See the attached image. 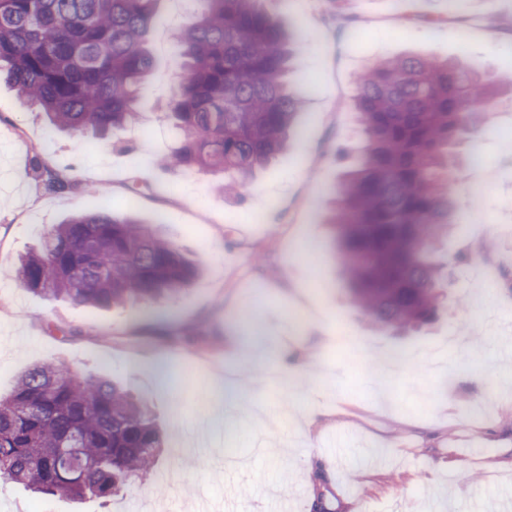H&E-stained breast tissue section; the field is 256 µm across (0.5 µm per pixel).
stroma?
<instances>
[{"mask_svg":"<svg viewBox=\"0 0 512 512\" xmlns=\"http://www.w3.org/2000/svg\"><path fill=\"white\" fill-rule=\"evenodd\" d=\"M259 6L306 40L293 79L310 88L289 149L258 169L238 193L218 191L211 176L172 172L156 164L173 144L165 114L181 78L173 33L182 18L159 0L164 25L148 44L152 75L140 86L135 127L120 139L79 144L48 136L38 108L0 82V200L24 201L0 214V394L35 364L120 381L146 402L165 432L149 478L108 499L74 503L0 486V512H197L195 497L219 504L255 501L276 512L288 498L294 512H512V288H486L480 266L512 257L499 232L512 209V92L503 91L480 137L482 167L459 146L454 222L436 241L434 257L452 274L436 320L408 336L375 330L355 309L343 284L330 222L345 172L365 142L354 108L355 79L372 64L433 54L476 64L489 78H512V0H259ZM83 190L46 189L35 156ZM488 195L474 205L472 181ZM109 203L134 208L145 223L162 220L170 240L203 272L182 294L122 308H90L46 299L20 285L15 268L50 225ZM265 215L261 224L249 214ZM260 297L246 303L244 292ZM305 309V327L289 337L283 316ZM363 343L359 370L332 352V327ZM269 338V361L295 380V393L264 386L250 372L248 349ZM407 354L403 375L374 382L387 352ZM496 401L482 405L484 395ZM277 419L272 450L260 453L251 402ZM212 419L218 440L197 447L190 424ZM237 435L233 449L223 437Z\"/></svg>","mask_w":512,"mask_h":512,"instance_id":"obj_1","label":"stroma"}]
</instances>
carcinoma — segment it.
<instances>
[{
    "mask_svg": "<svg viewBox=\"0 0 512 512\" xmlns=\"http://www.w3.org/2000/svg\"><path fill=\"white\" fill-rule=\"evenodd\" d=\"M257 0H197L177 34L182 78L170 101L176 145L159 163L241 187L298 134L310 88L290 78L299 36ZM157 0H0V76L51 130L115 136L139 115L152 73ZM491 83L474 65L396 58L361 74L365 144L337 197L334 239L354 305L383 333L434 320L441 267L429 239L454 212L453 146L478 143ZM48 186L77 183L44 167ZM199 268L158 226L111 207L51 226L20 260L33 293L91 308L187 290ZM162 445L147 405L102 376L43 362L0 396V482L73 501L106 500L144 480Z\"/></svg>",
    "mask_w": 512,
    "mask_h": 512,
    "instance_id": "cac0c4a2",
    "label": "carcinoma"
}]
</instances>
